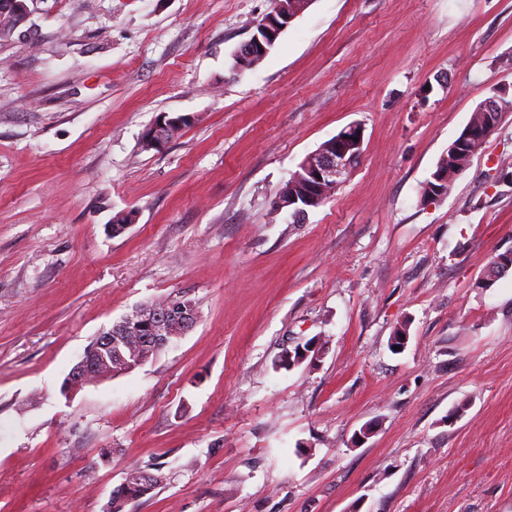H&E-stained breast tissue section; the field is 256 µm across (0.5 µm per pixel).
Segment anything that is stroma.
<instances>
[{
	"instance_id": "1",
	"label": "stroma",
	"mask_w": 512,
	"mask_h": 512,
	"mask_svg": "<svg viewBox=\"0 0 512 512\" xmlns=\"http://www.w3.org/2000/svg\"><path fill=\"white\" fill-rule=\"evenodd\" d=\"M28 8L0 38V512H104L154 463L126 512H512V272L478 285L512 250V112L423 195L475 107L512 100V0H311L239 76L270 0ZM161 113L192 122L143 149ZM353 122L348 182L274 214ZM179 292L191 331L61 394L93 338ZM459 174L460 172H458L457 169L448 166V156H443L440 164L438 165L437 169L431 176L432 180L437 185L433 187L437 194L431 192L433 197H440L445 195V192L448 193V190L453 182L452 180L456 178ZM433 181L430 180V183L434 184ZM449 182L451 183L448 185ZM446 186H448V189H446ZM162 468L157 465L146 468L137 465L129 467L130 472L116 494L112 495L107 512H124L128 504L140 502L151 495L165 478Z\"/></svg>"
}]
</instances>
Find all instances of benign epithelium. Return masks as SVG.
I'll return each instance as SVG.
<instances>
[{"instance_id": "1", "label": "benign epithelium", "mask_w": 512, "mask_h": 512, "mask_svg": "<svg viewBox=\"0 0 512 512\" xmlns=\"http://www.w3.org/2000/svg\"><path fill=\"white\" fill-rule=\"evenodd\" d=\"M29 14L26 0H0V36L9 33L20 26ZM298 16L296 11H285L281 14L283 24L275 27L271 20H265L257 27L247 42L241 44L235 52L241 66L246 67L249 61L264 58L269 47L275 43L279 32L285 30ZM512 110L505 94L495 95L482 101L475 108V115L469 123L465 139L451 146L453 153H463L467 159H472L479 149L482 137L473 134L474 130L484 128L488 131L496 128L502 113ZM191 120L186 116L179 118L160 117L145 130L142 144L147 149H158L169 140L175 138L184 128V122ZM359 123H350L340 130L331 141L309 153L301 162L300 170L293 173L291 179L305 183L307 191L304 200L315 203L321 198L333 194L344 185L352 175L363 154L364 133ZM459 175L458 170L448 166V157H443L432 180L437 196L445 195L446 186Z\"/></svg>"}]
</instances>
